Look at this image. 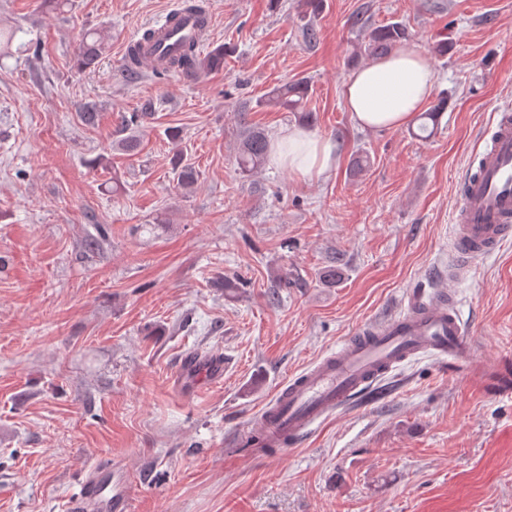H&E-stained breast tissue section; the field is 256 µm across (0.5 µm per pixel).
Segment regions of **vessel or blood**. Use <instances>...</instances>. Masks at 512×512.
I'll return each mask as SVG.
<instances>
[{"label": "vessel or blood", "instance_id": "obj_1", "mask_svg": "<svg viewBox=\"0 0 512 512\" xmlns=\"http://www.w3.org/2000/svg\"><path fill=\"white\" fill-rule=\"evenodd\" d=\"M177 23L157 28L142 44L140 68L162 70L168 58L185 44L202 46L208 30L193 15L171 6ZM496 127L481 152L475 170L464 179L458 205V228L452 241L457 262L498 252L512 238V106L495 111ZM421 352L456 367L472 352L464 320L446 291L412 294L399 313L357 328L340 348L291 374L274 400L257 416L253 433L264 446L285 448L300 443L337 410L346 408L376 381ZM178 387L194 392L199 383L224 381L219 355L187 354L175 376ZM71 512H131V483L120 465L91 471L80 496L70 500Z\"/></svg>", "mask_w": 512, "mask_h": 512}]
</instances>
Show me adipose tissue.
<instances>
[{"label":"adipose tissue","mask_w":512,"mask_h":512,"mask_svg":"<svg viewBox=\"0 0 512 512\" xmlns=\"http://www.w3.org/2000/svg\"><path fill=\"white\" fill-rule=\"evenodd\" d=\"M436 75L416 51L401 48L352 70L342 97L354 124L362 129H397L409 124L433 94ZM335 146L293 125L274 143L273 163L306 177L326 172Z\"/></svg>","instance_id":"obj_1"}]
</instances>
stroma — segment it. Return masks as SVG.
<instances>
[{
  "label": "stroma",
  "mask_w": 512,
  "mask_h": 512,
  "mask_svg": "<svg viewBox=\"0 0 512 512\" xmlns=\"http://www.w3.org/2000/svg\"><path fill=\"white\" fill-rule=\"evenodd\" d=\"M206 2L224 68L188 84L122 71L125 41L170 0H0L18 30L0 57V512H69L86 472L116 462L131 512H512V390L494 369L512 364V245L448 276L461 178L512 102V0H323L310 47L299 0ZM359 15L403 23L434 69L448 105L430 139L355 127L341 88ZM99 27L109 47L78 71ZM297 79L303 112L255 108ZM300 121L337 143V166L242 176L244 125L273 139ZM356 154L369 164L353 175ZM424 287L471 325L469 371L420 355L299 445L242 447L291 373ZM195 351L223 356L224 382L187 394L173 377ZM108 35L104 30L94 29L86 33L77 47V66L82 70H90L98 63L105 51Z\"/></svg>",
  "instance_id": "35a3bbf8"
}]
</instances>
